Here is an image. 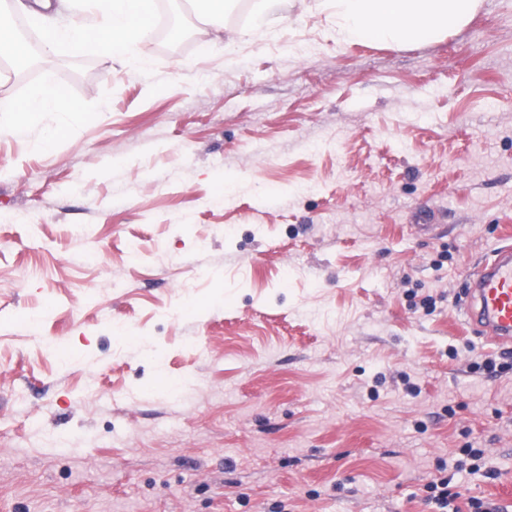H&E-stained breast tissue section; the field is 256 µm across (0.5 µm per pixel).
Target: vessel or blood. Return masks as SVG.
<instances>
[{
    "instance_id": "1",
    "label": "vessel or blood",
    "mask_w": 512,
    "mask_h": 512,
    "mask_svg": "<svg viewBox=\"0 0 512 512\" xmlns=\"http://www.w3.org/2000/svg\"><path fill=\"white\" fill-rule=\"evenodd\" d=\"M472 302L469 311L471 324L480 327L490 342L512 345V246L496 250L482 264L471 280Z\"/></svg>"
}]
</instances>
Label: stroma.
<instances>
[{
	"instance_id": "stroma-1",
	"label": "stroma",
	"mask_w": 512,
	"mask_h": 512,
	"mask_svg": "<svg viewBox=\"0 0 512 512\" xmlns=\"http://www.w3.org/2000/svg\"><path fill=\"white\" fill-rule=\"evenodd\" d=\"M165 5L126 66L0 70L83 109L38 153L0 129V512H512V348L459 309L512 245V0L406 47Z\"/></svg>"
}]
</instances>
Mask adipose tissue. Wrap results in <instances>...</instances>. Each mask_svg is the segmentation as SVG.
<instances>
[{
	"label": "adipose tissue",
	"mask_w": 512,
	"mask_h": 512,
	"mask_svg": "<svg viewBox=\"0 0 512 512\" xmlns=\"http://www.w3.org/2000/svg\"><path fill=\"white\" fill-rule=\"evenodd\" d=\"M481 0H328L331 36L337 45L377 41L395 46L427 43L463 27ZM156 0H93L92 29H85L71 6L60 0L56 24L44 36L42 49L51 52L59 39L91 40L93 47L122 60L129 47L147 35L153 23ZM44 103L42 132L31 136L32 103ZM0 112L7 113L14 133L28 137L33 151L44 149L53 134L77 122L82 114L66 90L46 81L29 98L0 99Z\"/></svg>",
	"instance_id": "adipose-tissue-1"
}]
</instances>
